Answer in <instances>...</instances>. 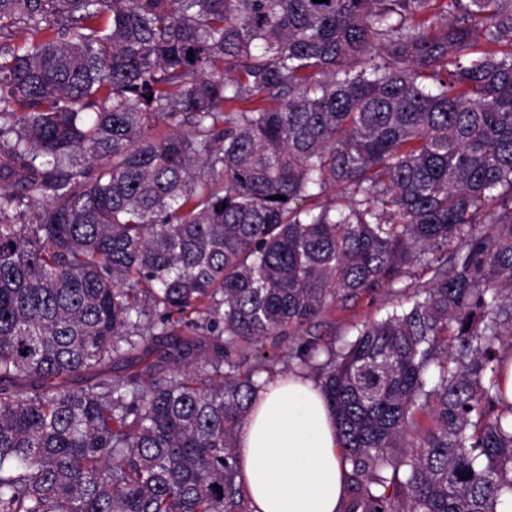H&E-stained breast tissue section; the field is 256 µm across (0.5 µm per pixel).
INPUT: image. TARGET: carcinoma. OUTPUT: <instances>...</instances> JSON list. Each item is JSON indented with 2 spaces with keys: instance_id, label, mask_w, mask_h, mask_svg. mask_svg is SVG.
Listing matches in <instances>:
<instances>
[{
  "instance_id": "cac0c4a2",
  "label": "carcinoma",
  "mask_w": 512,
  "mask_h": 512,
  "mask_svg": "<svg viewBox=\"0 0 512 512\" xmlns=\"http://www.w3.org/2000/svg\"><path fill=\"white\" fill-rule=\"evenodd\" d=\"M418 266L288 359L340 512H498L512 0H0V512H253L249 348ZM158 349L165 375L105 371Z\"/></svg>"
}]
</instances>
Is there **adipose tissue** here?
Returning <instances> with one entry per match:
<instances>
[{
    "label": "adipose tissue",
    "mask_w": 512,
    "mask_h": 512,
    "mask_svg": "<svg viewBox=\"0 0 512 512\" xmlns=\"http://www.w3.org/2000/svg\"><path fill=\"white\" fill-rule=\"evenodd\" d=\"M238 467L253 512H339L346 467L318 384L291 373L256 394Z\"/></svg>",
    "instance_id": "1"
}]
</instances>
